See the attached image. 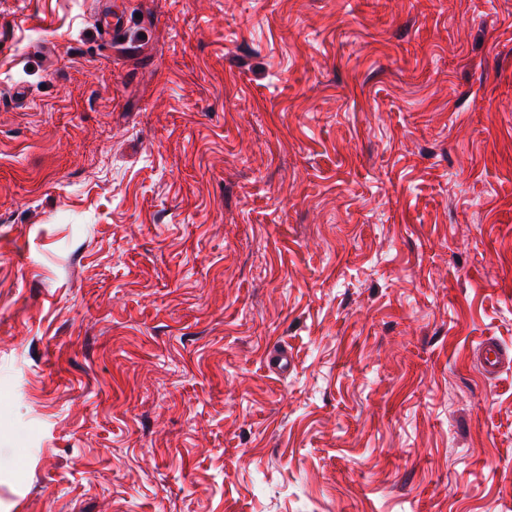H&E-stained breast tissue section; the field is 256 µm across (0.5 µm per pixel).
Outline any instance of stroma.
Returning a JSON list of instances; mask_svg holds the SVG:
<instances>
[{"instance_id":"1","label":"stroma","mask_w":512,"mask_h":512,"mask_svg":"<svg viewBox=\"0 0 512 512\" xmlns=\"http://www.w3.org/2000/svg\"><path fill=\"white\" fill-rule=\"evenodd\" d=\"M118 2L0 0V512H512V0ZM512 354L500 348L491 341H486L482 347L481 366L486 373H498L511 365Z\"/></svg>"}]
</instances>
